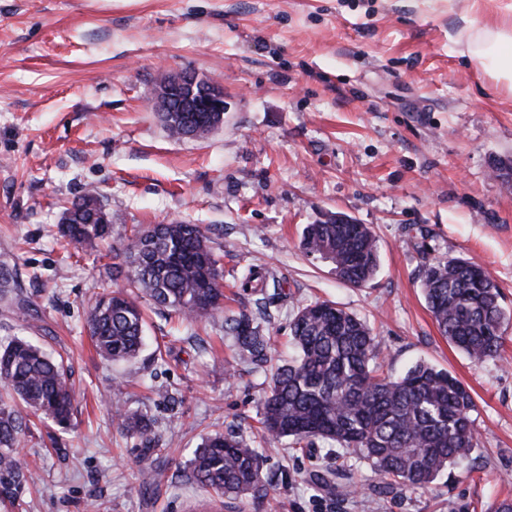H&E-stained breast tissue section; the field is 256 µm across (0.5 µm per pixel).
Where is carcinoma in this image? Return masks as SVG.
<instances>
[{
    "label": "carcinoma",
    "mask_w": 512,
    "mask_h": 512,
    "mask_svg": "<svg viewBox=\"0 0 512 512\" xmlns=\"http://www.w3.org/2000/svg\"><path fill=\"white\" fill-rule=\"evenodd\" d=\"M169 135L187 132L178 112L161 115ZM88 190L71 205L79 213L60 229L64 249L94 248L112 234L117 218L102 222L86 208ZM304 249L331 261L336 276L352 287L369 282L379 267V247L365 224H308ZM126 285L102 292L91 307L87 326L106 360L136 358L143 345L145 312L139 299L177 314L192 324L223 311L224 273L212 239L198 224L177 221L133 228L121 249ZM269 275L249 267L240 278L245 291L267 287ZM422 286L428 308L448 342L475 362L502 358L503 332L512 321L500 304L493 276L464 258L442 256L426 265ZM239 359L256 367L270 361L268 331L246 314L225 322ZM291 339L296 355L276 368L261 401L267 440L288 437L295 448L330 441L366 460L379 489H426L447 469L470 458L477 440L468 388L448 371L418 362L403 376L379 374L380 343L356 315L328 302L298 308ZM0 507L17 508L37 472L22 468L17 448L30 434L28 414L65 428L72 418V389L64 362L29 341L0 344ZM113 418L130 437L151 444L152 420L121 403ZM264 449L230 431L206 438L187 462L197 486L215 494L240 496L266 489ZM345 471L336 467L316 475L326 486H340Z\"/></svg>",
    "instance_id": "obj_1"
}]
</instances>
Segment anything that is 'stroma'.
I'll list each match as a JSON object with an SVG mask.
<instances>
[{
  "mask_svg": "<svg viewBox=\"0 0 512 512\" xmlns=\"http://www.w3.org/2000/svg\"><path fill=\"white\" fill-rule=\"evenodd\" d=\"M508 0H0V339L25 337L64 358L71 425L34 421L17 451L38 468L19 512H185L199 492L186 462L213 430L260 440L273 367L293 357L299 306L331 301L380 339L385 375L417 362L470 390L478 447L428 489H375L369 464L325 443L266 445L267 494L224 512H488L512 498V324L502 359L472 362L441 335L424 266L468 259L496 280L512 313V89L475 66L461 34ZM192 72L224 91V124L169 137L146 89ZM96 190L120 223L188 221L208 229L224 269V313L187 324L149 310L130 362L95 351L85 319L110 248L65 257L63 206ZM343 212L371 227L380 266L364 287L307 254L305 225ZM279 287H239L247 267ZM265 308L271 361L235 363L225 319ZM234 362V376L224 365ZM181 397L172 405L170 395ZM148 414L159 458L123 436L114 401ZM154 466L160 482L140 485ZM342 465L356 496L311 473Z\"/></svg>",
  "mask_w": 512,
  "mask_h": 512,
  "instance_id": "obj_1",
  "label": "stroma"
}]
</instances>
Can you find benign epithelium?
Here are the masks:
<instances>
[{
    "label": "benign epithelium",
    "instance_id": "1",
    "mask_svg": "<svg viewBox=\"0 0 512 512\" xmlns=\"http://www.w3.org/2000/svg\"><path fill=\"white\" fill-rule=\"evenodd\" d=\"M177 93L181 112H209L214 125L224 122V91L216 84H205L196 74L183 72L167 75L147 90V100L157 112H171L170 93Z\"/></svg>",
    "mask_w": 512,
    "mask_h": 512
}]
</instances>
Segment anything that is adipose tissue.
<instances>
[{
    "label": "adipose tissue",
    "mask_w": 512,
    "mask_h": 512,
    "mask_svg": "<svg viewBox=\"0 0 512 512\" xmlns=\"http://www.w3.org/2000/svg\"><path fill=\"white\" fill-rule=\"evenodd\" d=\"M473 62L495 81L512 84V18L467 35Z\"/></svg>",
    "instance_id": "ef3b65f1"
}]
</instances>
